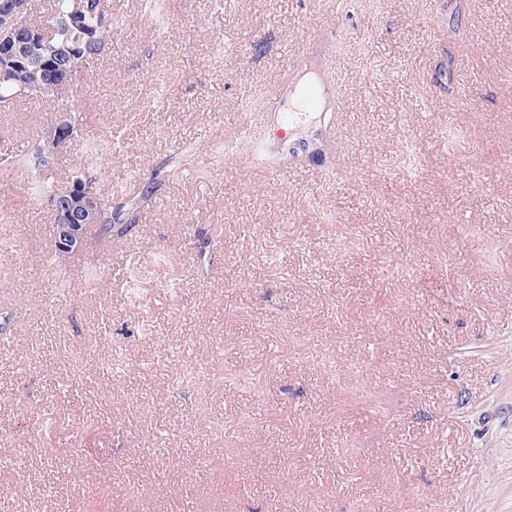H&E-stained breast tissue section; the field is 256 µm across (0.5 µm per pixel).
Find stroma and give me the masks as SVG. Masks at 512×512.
Listing matches in <instances>:
<instances>
[{
    "instance_id": "1",
    "label": "stroma",
    "mask_w": 512,
    "mask_h": 512,
    "mask_svg": "<svg viewBox=\"0 0 512 512\" xmlns=\"http://www.w3.org/2000/svg\"><path fill=\"white\" fill-rule=\"evenodd\" d=\"M168 10L112 0L68 94L58 176L117 128L113 180L166 170L123 246L88 242L96 279L55 292L53 217L0 168V512H512V0ZM319 40L334 127L225 158ZM52 117L0 112V145Z\"/></svg>"
}]
</instances>
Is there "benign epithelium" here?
Listing matches in <instances>:
<instances>
[{
    "label": "benign epithelium",
    "mask_w": 512,
    "mask_h": 512,
    "mask_svg": "<svg viewBox=\"0 0 512 512\" xmlns=\"http://www.w3.org/2000/svg\"><path fill=\"white\" fill-rule=\"evenodd\" d=\"M31 9L30 0H0V26H14L15 41L0 42V79L9 77L23 54L40 57L52 55L54 48L42 39L43 30L24 29L15 26L17 18ZM46 146L61 152L74 141L71 130L57 121L42 133ZM47 204L59 222L54 225V236L58 247L66 252L77 253L87 242L89 230L98 222L100 201L97 195L74 183L66 189L47 197Z\"/></svg>",
    "instance_id": "obj_1"
}]
</instances>
